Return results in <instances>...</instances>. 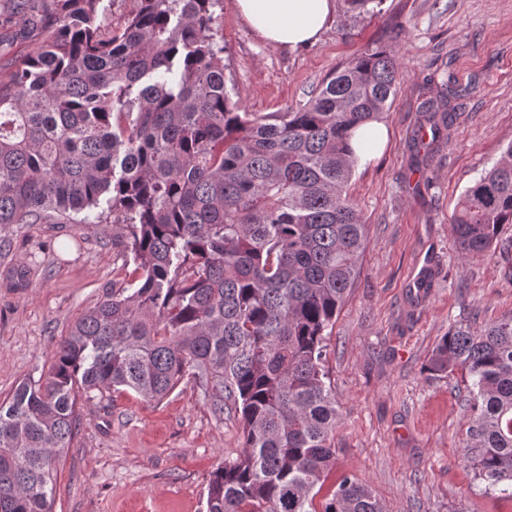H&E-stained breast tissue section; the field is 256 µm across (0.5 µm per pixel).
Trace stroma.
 Segmentation results:
<instances>
[{
	"label": "stroma",
	"instance_id": "35a3bbf8",
	"mask_svg": "<svg viewBox=\"0 0 512 512\" xmlns=\"http://www.w3.org/2000/svg\"><path fill=\"white\" fill-rule=\"evenodd\" d=\"M221 26L234 97L250 112L299 107L369 48L399 63L386 148L346 187L369 244L326 340L339 424L323 493L346 473L385 512H512V498L485 491L468 460L467 372L422 373L454 325L512 317V254L463 258L450 230L465 189L512 144V0H382L360 16L338 0L320 40L296 52L264 44L234 0H224ZM43 41L39 30L0 25V79ZM443 69L468 93L419 173L409 148L417 97ZM116 265L108 224L0 227V403L48 373L58 341L111 293ZM77 413L52 512H206L213 472L243 449L239 415H216L192 380L159 402L126 390L82 396Z\"/></svg>",
	"mask_w": 512,
	"mask_h": 512
}]
</instances>
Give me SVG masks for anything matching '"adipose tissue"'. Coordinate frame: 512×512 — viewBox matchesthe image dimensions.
<instances>
[{
	"instance_id": "obj_1",
	"label": "adipose tissue",
	"mask_w": 512,
	"mask_h": 512,
	"mask_svg": "<svg viewBox=\"0 0 512 512\" xmlns=\"http://www.w3.org/2000/svg\"><path fill=\"white\" fill-rule=\"evenodd\" d=\"M235 8L260 39L294 52L319 40L336 0H235Z\"/></svg>"
}]
</instances>
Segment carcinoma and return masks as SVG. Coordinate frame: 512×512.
Segmentation results:
<instances>
[{"label": "carcinoma", "mask_w": 512, "mask_h": 512, "mask_svg": "<svg viewBox=\"0 0 512 512\" xmlns=\"http://www.w3.org/2000/svg\"><path fill=\"white\" fill-rule=\"evenodd\" d=\"M10 0L46 44L0 80V226L115 224L124 277L56 347L47 375L0 404V512H52L79 393L160 401L186 378L233 402L243 450L213 473L206 512H383L336 463L325 340L366 250L345 194L352 130L384 118L399 64L367 49L284 112L233 99L224 0ZM422 90L416 140L451 126L465 95L448 71ZM512 226V145L468 187L451 230L463 257ZM472 378L466 447L512 498V317L452 327L424 372Z\"/></svg>", "instance_id": "cac0c4a2"}]
</instances>
